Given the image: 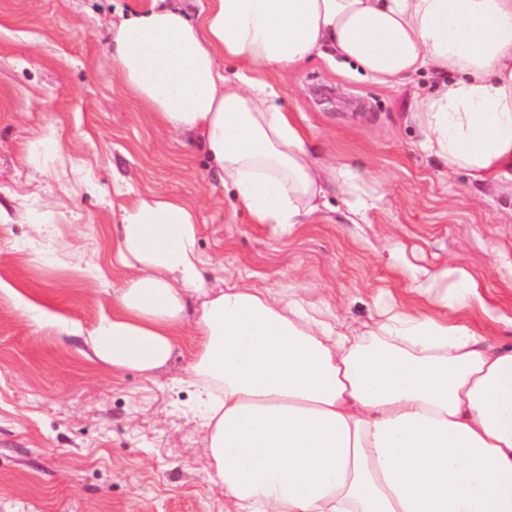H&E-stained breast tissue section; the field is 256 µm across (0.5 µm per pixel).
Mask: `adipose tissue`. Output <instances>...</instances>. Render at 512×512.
Here are the masks:
<instances>
[{
	"label": "adipose tissue",
	"mask_w": 512,
	"mask_h": 512,
	"mask_svg": "<svg viewBox=\"0 0 512 512\" xmlns=\"http://www.w3.org/2000/svg\"><path fill=\"white\" fill-rule=\"evenodd\" d=\"M112 66L152 118L199 136L232 208L290 234L327 188L368 210L347 166L321 158L266 76L311 56L395 89L416 74L422 149L478 182L512 179V0H181L112 26ZM193 210L123 206L124 269L93 358L150 375L195 296L189 372L226 512H512V344L462 267L425 272L423 308L393 305L362 334L247 283L208 284ZM452 285L436 291L442 280ZM474 325L478 328L483 336L489 338L494 342H511L512 331L511 328L505 327L503 323L490 321L476 315L473 318Z\"/></svg>",
	"instance_id": "ef3b65f1"
}]
</instances>
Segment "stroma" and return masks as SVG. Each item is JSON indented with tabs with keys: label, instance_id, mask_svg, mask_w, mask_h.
<instances>
[{
	"label": "stroma",
	"instance_id": "1",
	"mask_svg": "<svg viewBox=\"0 0 512 512\" xmlns=\"http://www.w3.org/2000/svg\"><path fill=\"white\" fill-rule=\"evenodd\" d=\"M141 2L0 0V512H224L189 384L191 327L149 378L113 374L82 338L120 284L115 209L137 198L195 210L218 277L323 302L356 333L378 305L416 301L413 272L450 265L512 317V183L426 155L415 85L386 89L319 57L270 74L321 151L380 199L356 216L329 191L320 220L281 236L232 210L196 137L125 91L105 57L110 23ZM322 87L339 102H321ZM51 127L65 162L40 173L26 144ZM37 224L55 230L39 239Z\"/></svg>",
	"mask_w": 512,
	"mask_h": 512
}]
</instances>
